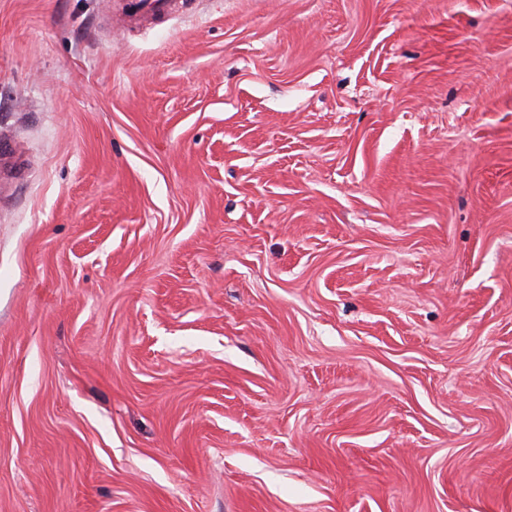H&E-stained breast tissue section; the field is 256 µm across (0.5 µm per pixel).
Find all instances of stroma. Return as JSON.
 <instances>
[{"mask_svg": "<svg viewBox=\"0 0 512 512\" xmlns=\"http://www.w3.org/2000/svg\"><path fill=\"white\" fill-rule=\"evenodd\" d=\"M0 512H512V0H0Z\"/></svg>", "mask_w": 512, "mask_h": 512, "instance_id": "35a3bbf8", "label": "stroma"}]
</instances>
